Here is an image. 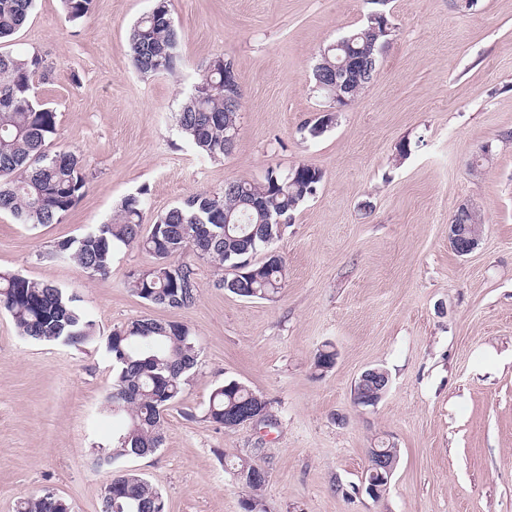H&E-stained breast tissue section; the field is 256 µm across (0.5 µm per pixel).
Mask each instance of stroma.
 <instances>
[{"label": "stroma", "mask_w": 512, "mask_h": 512, "mask_svg": "<svg viewBox=\"0 0 512 512\" xmlns=\"http://www.w3.org/2000/svg\"><path fill=\"white\" fill-rule=\"evenodd\" d=\"M153 6L93 0L73 23L61 0H35L0 44L45 58L36 92L57 114L54 146L88 176L60 223L0 213V272L73 294L99 336L31 341L0 311V512L45 488L72 512H100L110 470L95 456L119 426L103 339L144 317L185 325L200 350L162 448L118 464L160 489L167 512H243L238 457L267 468V512H512V0H169L184 35L174 76L131 63L130 29ZM379 10L394 27L379 72L336 112L315 88L318 52ZM218 56L233 61L242 100L232 154L210 160L175 114ZM329 112L332 126L311 136ZM300 163L323 178L274 243L286 278L271 298L225 292L223 269L197 258L195 303L164 309L126 284L150 262L138 248H118L104 279L55 254L127 195L141 193L150 223L193 193ZM462 204L483 221L464 256L448 241ZM328 343L336 364L321 374L314 356ZM373 367L389 389L355 406L353 384ZM227 379L268 401L271 424L208 421ZM387 445L399 456L374 499L368 451Z\"/></svg>", "instance_id": "stroma-1"}]
</instances>
